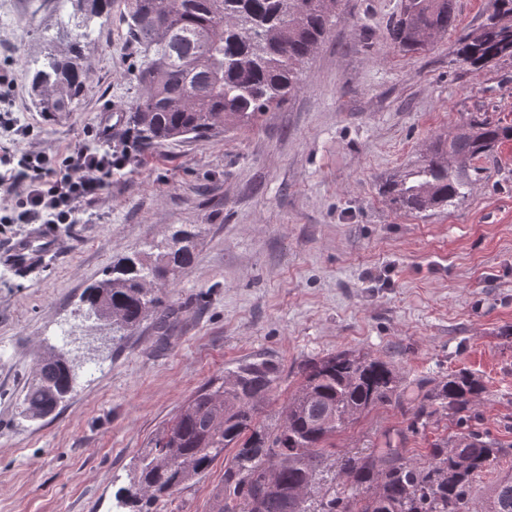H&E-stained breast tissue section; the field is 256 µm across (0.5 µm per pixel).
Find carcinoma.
<instances>
[{
    "label": "carcinoma",
    "instance_id": "obj_1",
    "mask_svg": "<svg viewBox=\"0 0 512 512\" xmlns=\"http://www.w3.org/2000/svg\"><path fill=\"white\" fill-rule=\"evenodd\" d=\"M70 20L76 40L88 39L92 19L108 15L112 0H74ZM454 0H402L388 30L400 50L426 49L456 28ZM495 8L476 31L457 37V61L474 70L512 58V0ZM127 34L142 49L140 96L128 122L140 140L163 142L204 136L246 123L281 104L300 88L303 68L336 22V0H124ZM86 70L77 45L46 56L34 70L32 94L40 111L72 112ZM512 141V124L482 116L434 142L426 159L383 186L400 209L418 213L462 197L471 184L467 162ZM195 234L179 230L150 260L127 257L88 288L89 312L114 336L149 315L163 323L172 309L153 286L193 259ZM281 370L270 360L244 359L208 381L152 440L130 474L131 512H154L195 482L224 453V482L214 512H309L327 440L361 414L398 396V375L386 362L341 351L301 367V386L282 416L261 422L258 410L277 387ZM73 387L71 366L60 355L41 359L26 388L20 414H52ZM484 387L466 372L448 375L427 391L409 428L425 427L442 406L459 420L470 416ZM505 449L477 433L433 443L425 462L404 448L353 457L345 464L347 495L322 500L318 512H473L471 481ZM272 481L269 489L266 481ZM478 512H512V474L486 490Z\"/></svg>",
    "mask_w": 512,
    "mask_h": 512
}]
</instances>
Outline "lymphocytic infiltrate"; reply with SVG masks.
I'll list each match as a JSON object with an SVG mask.
<instances>
[{
  "label": "lymphocytic infiltrate",
  "instance_id": "lymphocytic-infiltrate-1",
  "mask_svg": "<svg viewBox=\"0 0 512 512\" xmlns=\"http://www.w3.org/2000/svg\"><path fill=\"white\" fill-rule=\"evenodd\" d=\"M125 151L80 149L65 162L42 152L20 157L16 167L0 172V187L18 190L21 202L12 214L0 217L6 224H71L81 207L102 193L113 168L122 166ZM65 174H58V165Z\"/></svg>",
  "mask_w": 512,
  "mask_h": 512
}]
</instances>
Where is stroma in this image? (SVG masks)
<instances>
[{"mask_svg":"<svg viewBox=\"0 0 512 512\" xmlns=\"http://www.w3.org/2000/svg\"><path fill=\"white\" fill-rule=\"evenodd\" d=\"M400 0H339L336 23L298 92L243 126L145 147L126 114L140 94L141 49L122 0L84 45L78 108L34 104L35 62L75 38L70 0H0V66L27 135L10 146L64 159L113 144L128 159L75 223L54 224L56 254L21 274L0 263V512H130L143 448L210 378L245 358L279 364L260 413L277 416L306 361L347 351L392 365L400 397L331 440L308 500L343 491L344 459L385 443L425 459L440 438L474 432L512 446V142L470 163L468 194L422 214L396 209L386 180L413 167L471 113L512 124V59L456 61L455 33L421 53L388 38ZM187 229L192 263L158 295L174 315L111 337L82 301L120 259ZM75 372L71 393L31 421L18 402L47 352ZM463 371L484 386L467 422L438 411L407 426L418 386ZM216 460L157 512H211Z\"/></svg>","mask_w":512,"mask_h":512,"instance_id":"stroma-1","label":"stroma"}]
</instances>
